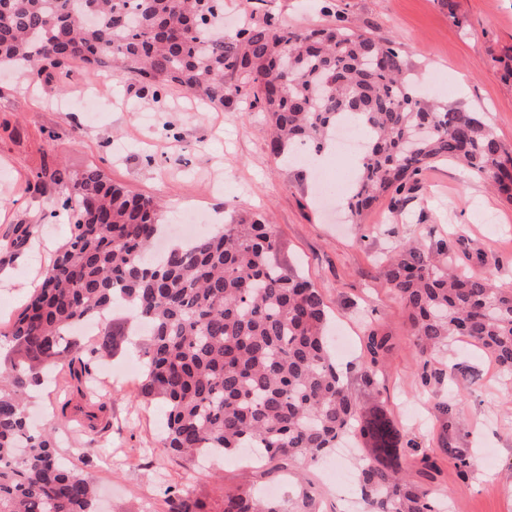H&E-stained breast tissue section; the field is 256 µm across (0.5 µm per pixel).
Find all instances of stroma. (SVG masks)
Here are the masks:
<instances>
[{
	"mask_svg": "<svg viewBox=\"0 0 512 512\" xmlns=\"http://www.w3.org/2000/svg\"><path fill=\"white\" fill-rule=\"evenodd\" d=\"M224 0V33L231 36L250 17L273 12L291 26L321 27L335 20L396 42L418 93L452 99L479 112L502 140L512 143V0ZM88 84L74 65L66 86L51 81L29 88L21 75L0 73V331L21 311L31 286L41 282L70 236L60 212L64 179L100 167L113 184L166 203L164 221L183 210L208 215L206 232L223 228L230 213L260 212L275 224L280 259L323 296L332 332L351 336L352 349L337 356L357 410L369 404L358 382L368 359L365 334L375 328L390 338L382 359L379 399L408 438L430 449L434 483L446 496V512H512V381H505L488 353L450 340L434 356L420 354L408 312L379 274L396 244L412 240L432 249L447 245L446 259L474 275L494 274L512 289V204L456 163L437 162L399 203L383 200L361 223H351L325 185H339L357 160L330 150L323 161L290 164L267 149V117L245 105L203 106L170 90L161 102L137 86L116 83L96 116L65 105ZM62 175L50 180V172ZM31 228L20 251L4 249L19 225ZM144 337L93 369L108 405L98 431L58 419L61 402L83 399L65 369L30 400L36 424H55L58 453L73 465L91 459L88 474L100 489L101 512H167L166 490L181 492L191 507L219 512L225 495L275 488L295 501L312 494L321 512H345L354 480L356 446L337 449L309 469L217 455L189 465L162 444L165 408L137 395V376L124 365L143 353ZM454 406L447 448L439 446L435 402ZM473 460L462 469L450 448ZM84 465V464H83Z\"/></svg>",
	"mask_w": 512,
	"mask_h": 512,
	"instance_id": "35a3bbf8",
	"label": "stroma"
}]
</instances>
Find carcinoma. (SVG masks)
Here are the masks:
<instances>
[{
  "mask_svg": "<svg viewBox=\"0 0 512 512\" xmlns=\"http://www.w3.org/2000/svg\"><path fill=\"white\" fill-rule=\"evenodd\" d=\"M224 0H0V69L31 84L83 64L100 76L137 83L153 97L177 87L203 102L233 101L267 113L270 153L300 142L319 153L340 120L368 133L346 199L354 221L380 199L396 201L428 166L454 161L512 203V144L476 112L416 94L401 53L341 21L294 28L269 12L232 36L220 28ZM71 235L8 332L15 356L0 362V512H96L97 491L56 450L53 427L31 429L26 401L44 370L63 364L77 381L118 350L134 321L147 323L139 395L161 400L164 447L191 462L258 448L270 461L312 466L344 438L367 445L358 491L367 512H443L436 489L409 478L411 457L432 480L435 462L374 401L358 414L328 339L320 292L276 260L275 225L237 214L224 230L152 252L163 229L153 197L112 184L101 170L74 175L62 202ZM445 246L411 242L382 264L385 282L411 319L423 355L464 336L512 378V289L439 259ZM104 322L87 347L79 324ZM389 337L367 334L363 387L380 394L378 370ZM106 402L76 410L96 430ZM442 448L453 409L435 403ZM222 512H317L305 495L292 508L250 491L224 496Z\"/></svg>",
  "mask_w": 512,
  "mask_h": 512,
  "instance_id": "carcinoma-1",
  "label": "carcinoma"
}]
</instances>
